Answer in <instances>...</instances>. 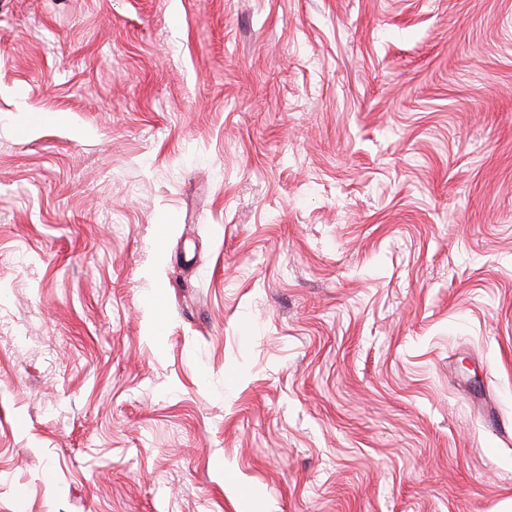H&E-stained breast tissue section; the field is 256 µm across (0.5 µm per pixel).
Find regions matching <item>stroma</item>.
<instances>
[{
	"mask_svg": "<svg viewBox=\"0 0 512 512\" xmlns=\"http://www.w3.org/2000/svg\"><path fill=\"white\" fill-rule=\"evenodd\" d=\"M512 512V0H0V512Z\"/></svg>",
	"mask_w": 512,
	"mask_h": 512,
	"instance_id": "1",
	"label": "stroma"
}]
</instances>
